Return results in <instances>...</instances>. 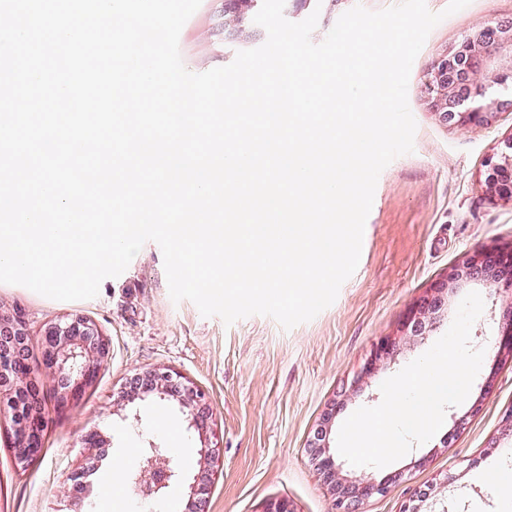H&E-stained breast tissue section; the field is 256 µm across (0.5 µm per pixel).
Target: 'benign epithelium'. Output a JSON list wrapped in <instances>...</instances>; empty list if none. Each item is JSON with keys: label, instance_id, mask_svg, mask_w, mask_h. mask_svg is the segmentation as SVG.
Listing matches in <instances>:
<instances>
[{"label": "benign epithelium", "instance_id": "obj_1", "mask_svg": "<svg viewBox=\"0 0 512 512\" xmlns=\"http://www.w3.org/2000/svg\"><path fill=\"white\" fill-rule=\"evenodd\" d=\"M512 40V23L495 22L463 38L458 47L438 54L428 71L426 89L428 106L439 119L454 127L490 126L498 111L511 107L512 100L496 99L488 105L477 103L489 88V84H476L473 76L485 74L490 84L502 85L512 78V57L505 59L498 49L505 41ZM487 166L488 187L492 194L512 200V142L507 150L489 159ZM495 252L480 251L471 255L462 267L448 274V281L463 276H482L489 285L508 295V303L502 315L503 341L512 347V280L496 277L490 272ZM29 341V332L19 318L0 316V407L17 402L25 393L35 399L39 392L35 386L38 368L19 355V349ZM44 346L43 365L50 370L57 383V407L63 409L79 399L85 389L93 384L105 358L109 354L108 343L98 325L83 314H71L46 327L42 334ZM391 354V345L379 343L364 374L370 375L381 359ZM167 399L177 404L184 416L186 430L198 434L201 447L198 450L199 470L188 484V502L200 504L207 494L209 469L219 459L216 449L209 444L207 420L209 410L205 394L181 381V376L171 371L153 370L143 374L137 391L123 396L127 403L144 401L149 397ZM13 429V450L18 463L24 464L32 453L43 447L47 420L42 411H34L26 420L10 418ZM320 468L327 480L335 483L334 512H359L360 504L374 495L383 496L387 486L361 480L343 483L338 478L334 458L326 454V448L313 449ZM184 468L169 448L157 444L141 449L138 467L130 472L129 482L141 502L150 507L159 502L172 486L182 482Z\"/></svg>", "mask_w": 512, "mask_h": 512}]
</instances>
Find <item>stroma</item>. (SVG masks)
Returning a JSON list of instances; mask_svg holds the SVG:
<instances>
[{"label":"stroma","instance_id":"1","mask_svg":"<svg viewBox=\"0 0 512 512\" xmlns=\"http://www.w3.org/2000/svg\"><path fill=\"white\" fill-rule=\"evenodd\" d=\"M395 2L287 0L284 15L298 22L318 13L311 36L318 43L353 6L380 10ZM494 20L512 21V0H471L430 32L408 86L414 150L381 172L358 267L311 321L286 330L274 318L254 315L228 327L203 317L190 301L173 303L161 249L152 241L89 300L57 301L0 283V312L21 316L29 328L31 363L42 361L45 327L74 313L93 319L110 347L79 400L62 410L53 399L44 401V448L27 467L17 466L10 422L0 415V512H74L64 483L79 471L95 512H108L109 486L125 482L138 463L127 449L154 441L198 449L173 403L150 398L123 405L132 379L149 370L178 372L207 396L208 434L220 444L221 462L210 475L204 512H264L277 499L293 512H332L333 487L308 452L312 439L325 432L329 448H336L343 422L380 403L381 383L448 330L471 292L484 300L471 342L485 356L465 402L447 409L431 440L384 468L355 467L340 456L335 463L343 482L386 484V494L366 499L363 512H403L422 489L430 492L427 512H500L491 470L512 471V350L496 341L505 302L482 279L452 283L448 273L475 251L512 249V202L492 195L485 182L486 160L512 140V112L498 113L492 126L461 129L440 122L424 92L435 55ZM265 40L255 24L225 37L224 0H202L183 26L179 50L184 66L201 73ZM383 339L392 354L374 375H364ZM131 413L140 416L135 432L124 420ZM161 413L174 435L156 428ZM92 431L100 433L102 448L83 447L82 437Z\"/></svg>","mask_w":512,"mask_h":512}]
</instances>
